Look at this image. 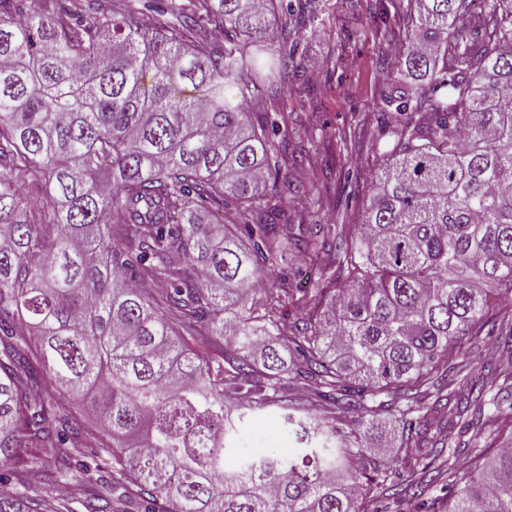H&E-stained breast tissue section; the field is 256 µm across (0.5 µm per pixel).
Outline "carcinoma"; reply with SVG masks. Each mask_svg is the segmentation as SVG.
<instances>
[{
	"label": "carcinoma",
	"instance_id": "cac0c4a2",
	"mask_svg": "<svg viewBox=\"0 0 512 512\" xmlns=\"http://www.w3.org/2000/svg\"><path fill=\"white\" fill-rule=\"evenodd\" d=\"M108 2L0 0V512H75L27 493L72 482L82 512H378L384 415L399 462L441 447L448 512H512V372L478 361L492 333L512 355V0H410L382 98L404 119L355 229L280 206L259 91L299 64L246 46L291 4ZM286 246L310 263L299 297L272 279ZM255 411L299 447L233 455Z\"/></svg>",
	"mask_w": 512,
	"mask_h": 512
}]
</instances>
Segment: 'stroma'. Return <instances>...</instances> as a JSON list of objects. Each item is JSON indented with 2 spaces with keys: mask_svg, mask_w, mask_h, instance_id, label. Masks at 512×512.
I'll list each match as a JSON object with an SVG mask.
<instances>
[{
  "mask_svg": "<svg viewBox=\"0 0 512 512\" xmlns=\"http://www.w3.org/2000/svg\"><path fill=\"white\" fill-rule=\"evenodd\" d=\"M265 54L295 47L300 71L287 88H265L268 111L285 115L288 163L280 178L297 190L284 208L292 224H356L372 175L387 163L391 123L381 94L399 75L405 0H293ZM252 453L291 448L293 435L255 412L240 435Z\"/></svg>",
  "mask_w": 512,
  "mask_h": 512,
  "instance_id": "35a3bbf8",
  "label": "stroma"
}]
</instances>
